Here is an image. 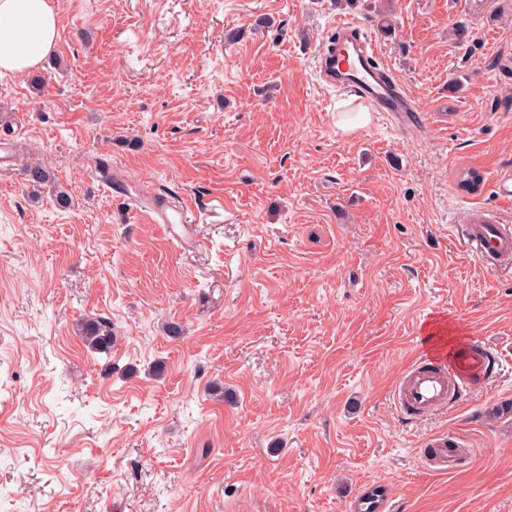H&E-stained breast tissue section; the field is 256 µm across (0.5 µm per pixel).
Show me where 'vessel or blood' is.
<instances>
[{
	"instance_id": "vessel-or-blood-1",
	"label": "vessel or blood",
	"mask_w": 512,
	"mask_h": 512,
	"mask_svg": "<svg viewBox=\"0 0 512 512\" xmlns=\"http://www.w3.org/2000/svg\"><path fill=\"white\" fill-rule=\"evenodd\" d=\"M319 76L325 85L355 99L369 103L374 111L384 112L397 125L419 127L425 118L423 108L406 93L394 72L382 64L373 41L354 22L337 21L327 45L319 54ZM152 220L187 223V205L171 206L157 199L149 203ZM465 240L483 257L512 259V225L503 220L472 214ZM446 324H436L423 337L420 354L407 366L392 392V400L404 414L425 418L447 410L458 399L482 385L491 370L492 354L483 345H469L464 366L449 375L441 361L446 347ZM421 464L430 471H451L459 466V455L449 453L446 435L435 433L425 441L419 454ZM391 496L385 484L364 485L353 498L350 512H391Z\"/></svg>"
}]
</instances>
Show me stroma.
<instances>
[{"mask_svg":"<svg viewBox=\"0 0 512 512\" xmlns=\"http://www.w3.org/2000/svg\"><path fill=\"white\" fill-rule=\"evenodd\" d=\"M50 3L56 48L0 77V512H347L377 480L393 512H512V266L459 239L512 222V0ZM341 18L425 127H337L362 108L318 75ZM161 195L195 244L149 223ZM435 317L499 364L409 423L391 390ZM435 433L463 468L420 466ZM79 327L80 337L92 353L111 355L114 345L111 324L98 319H83Z\"/></svg>","mask_w":512,"mask_h":512,"instance_id":"1","label":"stroma"}]
</instances>
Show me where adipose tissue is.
<instances>
[{
	"label": "adipose tissue",
	"mask_w": 512,
	"mask_h": 512,
	"mask_svg": "<svg viewBox=\"0 0 512 512\" xmlns=\"http://www.w3.org/2000/svg\"><path fill=\"white\" fill-rule=\"evenodd\" d=\"M58 41V15L49 0H0V73L38 67Z\"/></svg>",
	"instance_id": "obj_1"
}]
</instances>
